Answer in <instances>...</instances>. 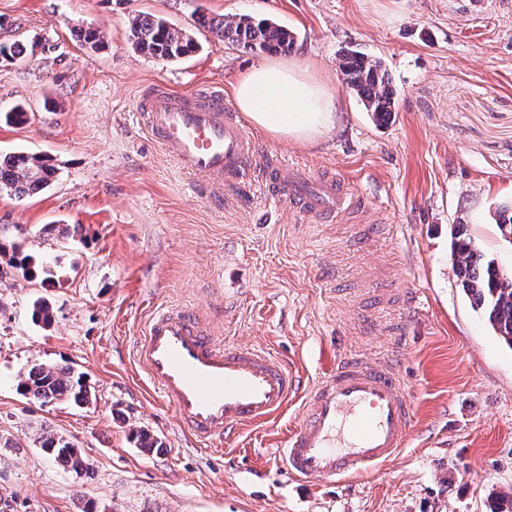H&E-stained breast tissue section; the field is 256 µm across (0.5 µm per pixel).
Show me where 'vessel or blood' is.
<instances>
[{
    "label": "vessel or blood",
    "instance_id": "vessel-or-blood-1",
    "mask_svg": "<svg viewBox=\"0 0 512 512\" xmlns=\"http://www.w3.org/2000/svg\"><path fill=\"white\" fill-rule=\"evenodd\" d=\"M138 119L184 172L215 189L243 179L255 163L256 144L223 94L160 90L141 104ZM286 192L319 219L349 203L331 179L310 189L296 174ZM136 365L183 429L204 445L271 423L303 396L306 414L280 451L299 479L333 480L389 462L403 448L414 417L392 363L350 357L305 389L299 371L277 354L217 341L197 313L183 307L151 313Z\"/></svg>",
    "mask_w": 512,
    "mask_h": 512
}]
</instances>
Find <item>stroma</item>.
<instances>
[{"label":"stroma","mask_w":512,"mask_h":512,"mask_svg":"<svg viewBox=\"0 0 512 512\" xmlns=\"http://www.w3.org/2000/svg\"><path fill=\"white\" fill-rule=\"evenodd\" d=\"M156 15L190 32L189 56L161 62L129 39ZM271 18L286 58L339 103L329 136L298 144L250 128L251 179L224 187L185 175L140 125L150 94L230 91L264 56L225 43L201 16ZM96 28L103 45L82 46ZM33 54L0 61V156H44L43 191H0V260L13 244L54 280L0 277V512H490L512 491V349L458 285L457 225L512 270L494 222L512 204V0H0V42ZM380 58L398 107L376 122L345 84V48ZM343 184L351 203L318 223L289 201V167ZM58 232L45 235V225ZM69 235H62V228ZM48 300L52 321L33 320ZM193 309L214 335L265 347L305 384L349 355L396 365L415 412L393 461L358 477L297 479L275 454L301 401L230 446L201 449L133 361L154 309ZM68 364L88 404L17 388L32 366ZM142 429L161 447L136 446ZM61 437L88 463L42 449ZM43 448L64 468H70L74 471H82L87 468V463L77 448L61 437H46Z\"/></svg>","instance_id":"1"}]
</instances>
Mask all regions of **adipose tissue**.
<instances>
[{"label": "adipose tissue", "instance_id": "obj_1", "mask_svg": "<svg viewBox=\"0 0 512 512\" xmlns=\"http://www.w3.org/2000/svg\"><path fill=\"white\" fill-rule=\"evenodd\" d=\"M234 101L260 129L296 142L335 129L339 106L325 85L292 61L269 58L236 78Z\"/></svg>", "mask_w": 512, "mask_h": 512}]
</instances>
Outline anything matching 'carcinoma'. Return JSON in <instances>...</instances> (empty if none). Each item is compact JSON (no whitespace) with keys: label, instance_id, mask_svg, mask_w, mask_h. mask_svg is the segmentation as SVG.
Segmentation results:
<instances>
[{"label":"carcinoma","instance_id":"cac0c4a2","mask_svg":"<svg viewBox=\"0 0 512 512\" xmlns=\"http://www.w3.org/2000/svg\"><path fill=\"white\" fill-rule=\"evenodd\" d=\"M203 26L220 40L242 46L252 52L273 53L288 50L291 34L276 23L249 17H201ZM133 43L140 52L152 58L168 60L195 52L196 41L184 30L169 24L164 18L146 15L131 24ZM27 55V47L19 42L0 44V59L15 61ZM339 70L346 84L360 97L367 111L387 121L396 111L395 92L387 69L357 50L339 54ZM53 166L35 155H10L0 159V189L17 196L26 195L49 185L54 177ZM496 225L502 236L512 235V207L496 211ZM452 264L460 286L473 308L481 313L493 333L512 348V275H504L495 260L486 257L473 239L466 235L464 225L457 226L451 246ZM14 268L26 276L35 274L36 259L14 247L11 260ZM25 395L48 401L62 398L74 403H88L92 391L85 376L66 364L48 368L32 366L19 382ZM43 448L61 466L74 471L87 468V463L73 444L63 438L47 437Z\"/></svg>","mask_w":512,"mask_h":512}]
</instances>
